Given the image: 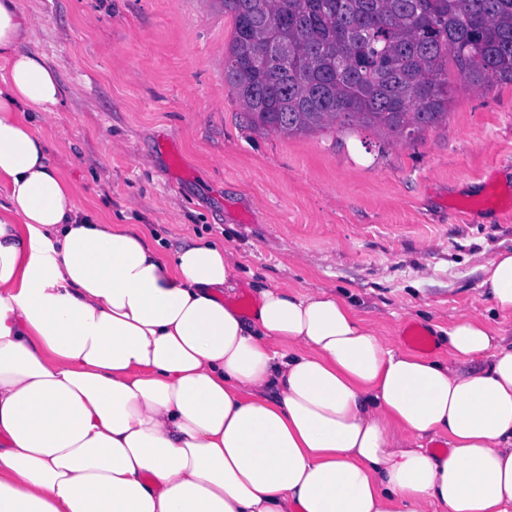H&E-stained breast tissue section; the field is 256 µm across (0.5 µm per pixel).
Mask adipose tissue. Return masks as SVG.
I'll return each mask as SVG.
<instances>
[{
    "label": "adipose tissue",
    "instance_id": "ef3b65f1",
    "mask_svg": "<svg viewBox=\"0 0 512 512\" xmlns=\"http://www.w3.org/2000/svg\"><path fill=\"white\" fill-rule=\"evenodd\" d=\"M34 24L0 0V512H512V346L469 315L449 359L398 350L263 280L244 312L235 252L83 209L30 119L62 99ZM481 270L511 317L512 250Z\"/></svg>",
    "mask_w": 512,
    "mask_h": 512
}]
</instances>
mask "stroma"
<instances>
[{
	"instance_id": "obj_1",
	"label": "stroma",
	"mask_w": 512,
	"mask_h": 512,
	"mask_svg": "<svg viewBox=\"0 0 512 512\" xmlns=\"http://www.w3.org/2000/svg\"><path fill=\"white\" fill-rule=\"evenodd\" d=\"M57 73L38 127L81 206L175 251L198 235L240 258L226 302L255 279L354 300L402 348L486 313L482 264L512 247V83L448 71L446 121L416 141L361 129H256L224 81L222 0H20Z\"/></svg>"
}]
</instances>
